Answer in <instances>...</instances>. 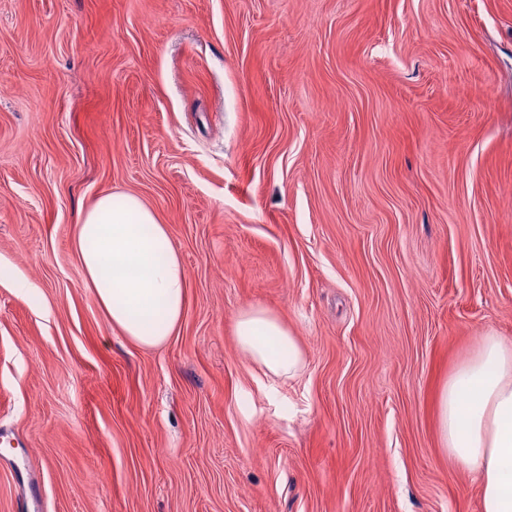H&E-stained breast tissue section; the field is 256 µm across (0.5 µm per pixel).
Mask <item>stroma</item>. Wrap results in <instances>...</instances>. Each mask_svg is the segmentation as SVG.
Instances as JSON below:
<instances>
[{
    "label": "stroma",
    "instance_id": "1",
    "mask_svg": "<svg viewBox=\"0 0 512 512\" xmlns=\"http://www.w3.org/2000/svg\"><path fill=\"white\" fill-rule=\"evenodd\" d=\"M127 193L188 273L152 350L72 243ZM253 306L295 377L238 349ZM488 332L512 0H0V512H480L437 396ZM235 339L241 352L273 375L293 376L304 366L298 338L268 309L243 310L235 321Z\"/></svg>",
    "mask_w": 512,
    "mask_h": 512
}]
</instances>
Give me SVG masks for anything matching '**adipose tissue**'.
<instances>
[{"instance_id":"1","label":"adipose tissue","mask_w":512,"mask_h":512,"mask_svg":"<svg viewBox=\"0 0 512 512\" xmlns=\"http://www.w3.org/2000/svg\"><path fill=\"white\" fill-rule=\"evenodd\" d=\"M74 250L85 281L114 329L141 348L164 345L183 317L187 273L167 225L140 197L104 195L77 224ZM241 352L268 373L304 366L297 337L268 309L235 321ZM442 448L479 477L481 512H512V341L481 336L438 395Z\"/></svg>"}]
</instances>
